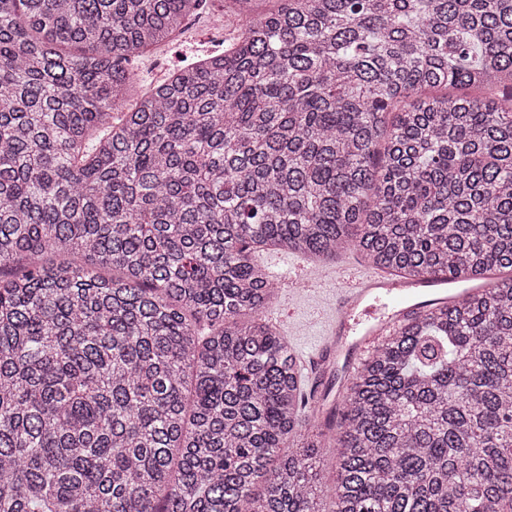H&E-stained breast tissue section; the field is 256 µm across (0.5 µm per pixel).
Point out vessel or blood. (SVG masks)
I'll use <instances>...</instances> for the list:
<instances>
[{"mask_svg": "<svg viewBox=\"0 0 512 512\" xmlns=\"http://www.w3.org/2000/svg\"><path fill=\"white\" fill-rule=\"evenodd\" d=\"M336 280L340 294L322 348L343 353L349 349L348 334H356L361 344L374 341L398 322L424 310L426 296L446 284L448 278L434 275L395 281L377 272L358 269L338 274Z\"/></svg>", "mask_w": 512, "mask_h": 512, "instance_id": "1", "label": "vessel or blood"}]
</instances>
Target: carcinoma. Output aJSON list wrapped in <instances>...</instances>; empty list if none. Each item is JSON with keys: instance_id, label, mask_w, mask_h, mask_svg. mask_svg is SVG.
<instances>
[{"instance_id": "obj_1", "label": "carcinoma", "mask_w": 512, "mask_h": 512, "mask_svg": "<svg viewBox=\"0 0 512 512\" xmlns=\"http://www.w3.org/2000/svg\"><path fill=\"white\" fill-rule=\"evenodd\" d=\"M0 0V512H322L255 254L505 276L343 397L332 512H512V0ZM264 492H254L257 479ZM213 6L189 17L167 42L140 55L136 68L141 75L140 90L163 80L171 71L194 62L215 49L224 50V40L232 35L230 17L224 15V0H207Z\"/></svg>"}]
</instances>
